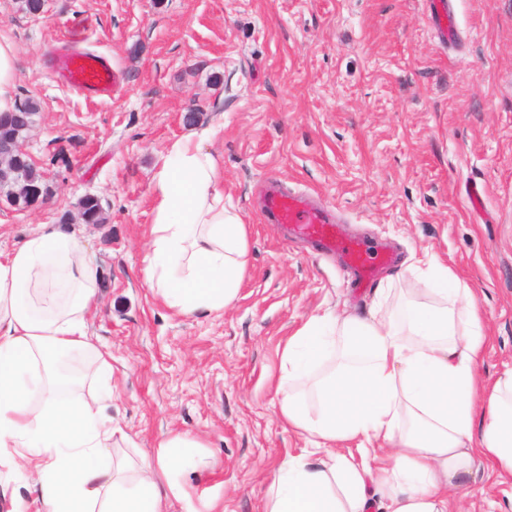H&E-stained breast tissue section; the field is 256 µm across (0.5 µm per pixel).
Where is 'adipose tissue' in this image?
Instances as JSON below:
<instances>
[{
  "mask_svg": "<svg viewBox=\"0 0 512 512\" xmlns=\"http://www.w3.org/2000/svg\"><path fill=\"white\" fill-rule=\"evenodd\" d=\"M209 136L173 141L153 181L145 283L185 315L223 310L248 266ZM426 275L443 306L316 315L288 337L278 413L310 448L278 469L264 512H448L449 488L512 474V369L482 381L470 288L434 258ZM97 293L82 240L60 225L0 252V468L28 454L42 512H171L183 494L168 470L197 442L176 433L114 457L112 355L87 331Z\"/></svg>",
  "mask_w": 512,
  "mask_h": 512,
  "instance_id": "1",
  "label": "adipose tissue"
}]
</instances>
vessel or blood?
I'll use <instances>...</instances> for the list:
<instances>
[{
    "mask_svg": "<svg viewBox=\"0 0 512 512\" xmlns=\"http://www.w3.org/2000/svg\"><path fill=\"white\" fill-rule=\"evenodd\" d=\"M47 68L70 90L88 98L109 100L117 86L111 58L96 51L62 49L49 60ZM261 210L269 223L284 225L289 237L310 241L324 253H342L360 284L371 283L377 261L374 250L344 239L333 209L272 181L265 187Z\"/></svg>",
    "mask_w": 512,
    "mask_h": 512,
    "instance_id": "b4317fda",
    "label": "vessel or blood"
}]
</instances>
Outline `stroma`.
<instances>
[{
    "instance_id": "1",
    "label": "stroma",
    "mask_w": 512,
    "mask_h": 512,
    "mask_svg": "<svg viewBox=\"0 0 512 512\" xmlns=\"http://www.w3.org/2000/svg\"><path fill=\"white\" fill-rule=\"evenodd\" d=\"M454 9L451 48L429 0H44L36 15L0 0V32L19 51L14 97L40 103L25 150L55 191L38 209L0 198V251L76 221L80 196L100 198L106 223L81 228L100 278L87 324L112 354L109 413L132 439L119 451L197 438L198 466L170 479L198 512H260L306 447L278 414L288 336L314 315L432 302L420 261L470 288L490 337L483 378L512 368V0ZM73 39L111 57L114 99L86 101L48 73L45 53ZM203 128L249 257L231 304L188 316L154 297L144 267L154 174L175 139ZM269 178L333 207L343 236L393 245L396 264L353 287L339 260L263 223ZM448 512H512V475H480Z\"/></svg>"
}]
</instances>
